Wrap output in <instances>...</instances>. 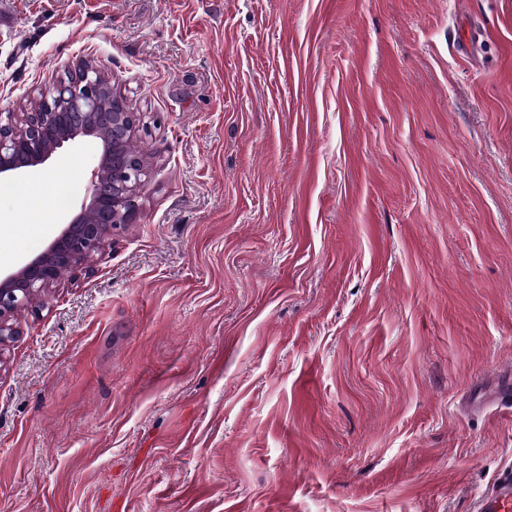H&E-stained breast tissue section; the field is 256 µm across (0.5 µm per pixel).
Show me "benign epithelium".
Returning a JSON list of instances; mask_svg holds the SVG:
<instances>
[{"mask_svg":"<svg viewBox=\"0 0 512 512\" xmlns=\"http://www.w3.org/2000/svg\"><path fill=\"white\" fill-rule=\"evenodd\" d=\"M112 79L84 61L55 80L41 98L42 112L0 113V179L16 180L45 165L53 153L76 139L98 143L100 154L86 179V192L59 235L16 270L0 273V347L19 335L18 316L36 306L42 293L58 282L60 272L90 269L110 246L114 230L132 221L146 174L127 153L136 138L137 118L115 96L104 117L112 137L102 135L94 114Z\"/></svg>","mask_w":512,"mask_h":512,"instance_id":"1","label":"benign epithelium"}]
</instances>
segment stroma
Here are the masks:
<instances>
[{
	"label": "stroma",
	"instance_id": "obj_1",
	"mask_svg": "<svg viewBox=\"0 0 512 512\" xmlns=\"http://www.w3.org/2000/svg\"><path fill=\"white\" fill-rule=\"evenodd\" d=\"M83 60L148 173L0 351V512H472L512 468V0H0V113ZM96 161L0 197V269Z\"/></svg>",
	"mask_w": 512,
	"mask_h": 512
}]
</instances>
